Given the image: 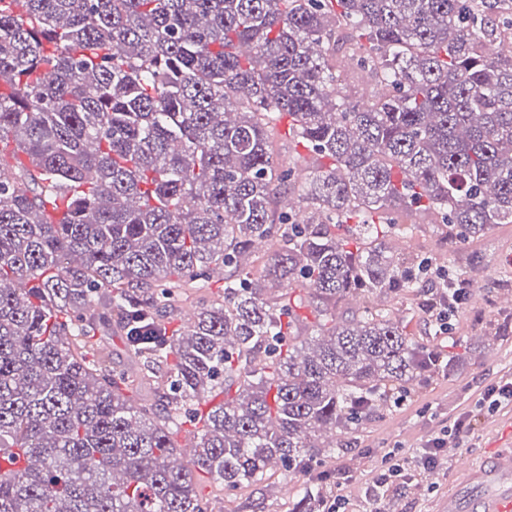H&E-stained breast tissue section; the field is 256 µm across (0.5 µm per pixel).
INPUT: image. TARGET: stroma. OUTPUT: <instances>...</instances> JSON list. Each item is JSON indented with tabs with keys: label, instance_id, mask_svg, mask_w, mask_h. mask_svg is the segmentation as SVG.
<instances>
[{
	"label": "stroma",
	"instance_id": "stroma-1",
	"mask_svg": "<svg viewBox=\"0 0 512 512\" xmlns=\"http://www.w3.org/2000/svg\"><path fill=\"white\" fill-rule=\"evenodd\" d=\"M388 248L399 257L418 255L465 271L469 298L446 335H434L426 315L411 309L409 300L378 298L421 344L456 355L452 372L422 377L410 398L364 421L352 443L322 469L288 478L277 473L260 485L226 492L198 477L200 492L210 495L209 505L216 512H296L305 488L322 483L345 484L351 501L359 502L371 477L389 459L410 460L430 434L469 416L470 431L449 449L439 482L418 477L407 490L386 496L378 505L380 512H435L448 491L460 487L467 463L487 457L492 449L512 447V410L490 411L479 403L487 385L512 376V305L504 302L512 296V224L494 225L477 238L453 244L440 224L426 216L413 237H390Z\"/></svg>",
	"mask_w": 512,
	"mask_h": 512
}]
</instances>
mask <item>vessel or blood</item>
<instances>
[{
  "label": "vessel or blood",
  "instance_id": "1",
  "mask_svg": "<svg viewBox=\"0 0 512 512\" xmlns=\"http://www.w3.org/2000/svg\"><path fill=\"white\" fill-rule=\"evenodd\" d=\"M472 493L449 494L440 512H512V451H498L465 469Z\"/></svg>",
  "mask_w": 512,
  "mask_h": 512
}]
</instances>
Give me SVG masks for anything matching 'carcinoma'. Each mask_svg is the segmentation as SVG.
Wrapping results in <instances>:
<instances>
[{
    "mask_svg": "<svg viewBox=\"0 0 512 512\" xmlns=\"http://www.w3.org/2000/svg\"><path fill=\"white\" fill-rule=\"evenodd\" d=\"M509 40L498 0H0V512H207L196 474H300L403 400L430 351L336 308L420 291L386 241L421 212L463 241L512 223ZM285 115L330 161L304 215ZM273 158L279 166V171L288 169V166L296 167V172L309 173L313 168L326 163L325 160H317L316 157L301 145L295 146L294 142L282 135L272 139ZM106 334H109V336L106 337L108 338L112 352V365L131 368L132 363L126 348L125 340L122 334L114 328L113 319L112 333L111 331H106Z\"/></svg>",
    "mask_w": 512,
    "mask_h": 512,
    "instance_id": "carcinoma-1",
    "label": "carcinoma"
}]
</instances>
